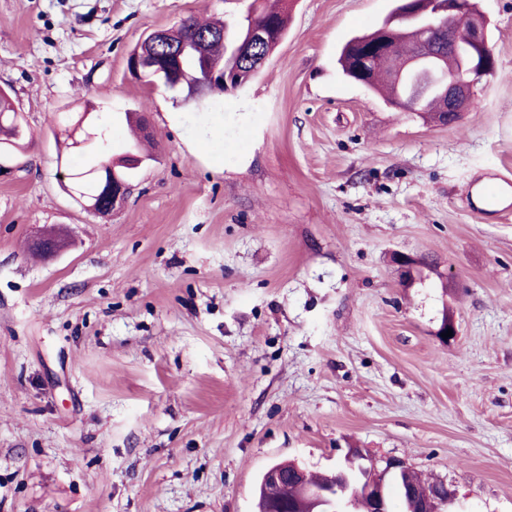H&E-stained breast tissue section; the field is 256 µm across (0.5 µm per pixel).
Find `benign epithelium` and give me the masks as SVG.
<instances>
[{
	"label": "benign epithelium",
	"mask_w": 512,
	"mask_h": 512,
	"mask_svg": "<svg viewBox=\"0 0 512 512\" xmlns=\"http://www.w3.org/2000/svg\"><path fill=\"white\" fill-rule=\"evenodd\" d=\"M434 10L428 12L414 6L412 0L404 2L402 19L421 31L438 23L448 26V49L461 58L460 68L448 71V60L436 55L418 53L402 67L395 70L396 84L401 92L393 108L405 112L416 111L422 100L423 90L447 95V106L437 114L441 124L448 119L459 120L464 113L471 111V100L476 81L493 71L496 59L489 44L486 20L473 14L470 0H432ZM167 34L153 32L151 39L140 45L130 56L128 68L142 76L149 74L160 79L164 87L179 89L188 84L191 97L198 99L209 93L218 82H224V64L210 59V44L213 39L224 38V34L204 35L173 44L171 52L160 56L158 44L165 42ZM273 38H280L275 27L268 26L251 32L249 40L238 44L235 49L242 52L261 46ZM395 57L394 46L386 40L376 46L375 51L362 55L358 69L368 71L369 67ZM106 187L105 196L110 202L107 211L127 199L131 185L120 180L113 172L103 174ZM31 244L46 257L53 258L63 249L64 238L56 233L44 231L35 235ZM410 470L406 463L397 458L372 459L367 471L372 479L367 484H357L348 473L338 468L326 475L320 487L309 481L308 471L298 464L285 467L276 463L263 474L259 494L255 500L262 501L263 512H350L355 499L367 495L373 508L371 512H387L386 490L398 478ZM452 497H444L436 488L426 490L416 502L417 512H444V507Z\"/></svg>",
	"instance_id": "obj_1"
}]
</instances>
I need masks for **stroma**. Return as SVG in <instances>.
<instances>
[{
	"instance_id": "35a3bbf8",
	"label": "stroma",
	"mask_w": 512,
	"mask_h": 512,
	"mask_svg": "<svg viewBox=\"0 0 512 512\" xmlns=\"http://www.w3.org/2000/svg\"><path fill=\"white\" fill-rule=\"evenodd\" d=\"M476 2L496 68L441 125L337 65L394 0H288L257 75L189 102L129 54L249 0H0L27 130L0 170V512H255L273 463L331 471L352 448L447 483L448 512H512V214L466 201L484 171L512 180V0ZM87 104L112 155L126 114L153 133L106 216L57 163L54 115ZM47 227L69 244L32 258Z\"/></svg>"
}]
</instances>
